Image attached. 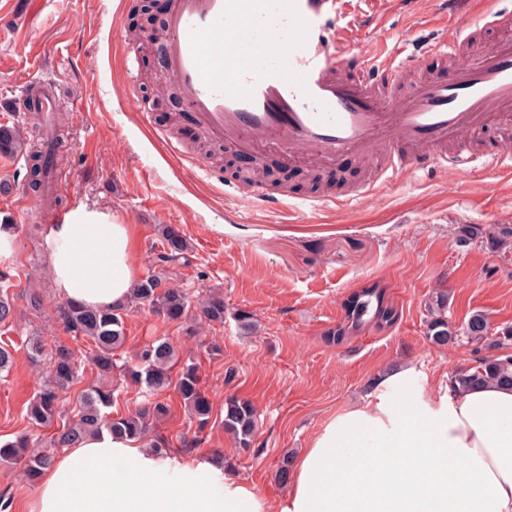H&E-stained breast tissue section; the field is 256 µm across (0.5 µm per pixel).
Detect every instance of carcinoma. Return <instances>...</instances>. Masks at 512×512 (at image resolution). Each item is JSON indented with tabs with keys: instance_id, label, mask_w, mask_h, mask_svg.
<instances>
[{
	"instance_id": "1",
	"label": "carcinoma",
	"mask_w": 512,
	"mask_h": 512,
	"mask_svg": "<svg viewBox=\"0 0 512 512\" xmlns=\"http://www.w3.org/2000/svg\"><path fill=\"white\" fill-rule=\"evenodd\" d=\"M27 143L19 128L0 125V155H22ZM478 236L486 239L492 248L512 246V224H496L488 228L463 224L459 227L462 241ZM162 251L158 261L162 264L176 262L185 257L190 244L181 230L172 224L161 227ZM10 280L0 272V325H9L16 316L15 304L9 295ZM148 306L169 322L180 323L187 318L200 322H224V297L218 294L191 299L181 289L167 284L162 273H152L139 280L131 290L127 304L119 309L92 310L73 303L55 306L57 316L72 338L85 339L91 344L93 365L99 374L112 375L115 368H122L124 380L140 386L149 394L174 387L180 404L195 419L199 429H204L211 417V405L206 397L199 376L198 365L193 359L181 360L177 349L166 339H157L137 353V364H117V353L124 341V317L133 307ZM344 316L325 333L330 344H341L347 339L372 328L385 330L398 319V310L389 301L387 287L376 282L353 292L343 304ZM448 294H432L426 305L425 336L437 346L444 347L463 337L479 345L483 354L475 364L460 367L452 372L449 383L459 390H467L487 383L512 387V359L500 357L492 350L498 346H512V326L501 329L493 342L487 338L490 322L485 314H472L463 331L455 330L448 322ZM27 353L33 362L48 360L47 378L26 408L28 421L35 425H49L54 421L62 394L78 379L74 354L69 346L56 342L47 346L39 335L31 336L26 343ZM112 388L89 386L79 397L77 418L55 432L49 442L38 445L27 436L0 444V465L19 466L30 479L38 478L41 471L55 459L60 448H73L89 433L103 429L122 438L139 442L149 440V448L156 455L170 456L169 443L153 433V422L166 417L170 406L162 400L147 401L135 411L122 416H112ZM256 415L253 405L244 399L229 398L224 406V431L231 435L239 447L248 449L256 437Z\"/></svg>"
}]
</instances>
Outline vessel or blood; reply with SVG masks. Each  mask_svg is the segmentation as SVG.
I'll list each match as a JSON object with an SVG mask.
<instances>
[{
  "mask_svg": "<svg viewBox=\"0 0 512 512\" xmlns=\"http://www.w3.org/2000/svg\"><path fill=\"white\" fill-rule=\"evenodd\" d=\"M349 0H172L155 42L184 107L200 127L233 151L277 150L287 163L324 164L343 155L376 159L366 194L399 184L431 166L466 169L472 136L512 116V13L499 0H469L483 28L453 31L428 48L454 58L445 75L409 79L398 51L383 39L349 56L354 27L334 19ZM501 31L495 41L482 29ZM54 93L25 99L32 117L50 119ZM169 153L207 179L221 171Z\"/></svg>",
  "mask_w": 512,
  "mask_h": 512,
  "instance_id": "b4317fda",
  "label": "vessel or blood"
}]
</instances>
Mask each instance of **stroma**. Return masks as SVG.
Here are the masks:
<instances>
[{
  "instance_id": "stroma-1",
  "label": "stroma",
  "mask_w": 512,
  "mask_h": 512,
  "mask_svg": "<svg viewBox=\"0 0 512 512\" xmlns=\"http://www.w3.org/2000/svg\"><path fill=\"white\" fill-rule=\"evenodd\" d=\"M0 0V125L17 124L29 144L40 145L42 127L16 111L23 87L49 82L59 89L57 110L62 134L55 142L56 171L63 182L58 209L78 204L103 211L115 222L134 225L141 274L154 271L162 250L159 228L175 224L187 237L185 258L167 264L172 285L192 297L216 293L224 298L220 324L173 323L147 308L125 318L124 359L157 338L169 340L181 355H192L212 405L201 443L195 425L174 390L163 396L172 413L155 426L169 442L173 464L223 456L239 479L277 512L288 489L276 480L284 456H293L337 414L372 399L377 374L398 366L413 368L405 388L390 389L405 403L409 394L429 389L477 357L474 344L437 348L424 331L425 302L435 291L448 294V320L461 327L478 311L492 331L512 325V248L493 249L481 240L461 242L464 224H512V169L477 165L461 172L426 169L410 173L384 192L357 196L349 205L336 197L364 185L369 165L356 157L336 165L285 167L287 206L257 208L233 201L234 218L224 216V195L202 183L188 166L171 157L161 138L169 125L170 102L155 105L162 73L154 45L137 46L140 82L150 102V121L141 123L129 108L125 71L124 21L128 0H42L33 16L4 11ZM446 11L444 0H381L368 7L354 0L348 18L359 28L357 51L373 37L402 42V60L444 74L440 57L426 54V42L441 32L432 21ZM30 155L0 156V181L13 192L0 195V218L16 226L7 266L16 296V317L0 326V343L15 349V362L0 379V441L30 434L50 437L55 425L75 418L77 397L100 377L90 363V343L74 340L53 310L30 314L26 297L54 294L45 225L30 186ZM379 282L387 287L399 317L383 332L368 330L340 345L328 344L325 331L343 316L342 305L355 290ZM251 316L245 330L238 313ZM71 348L80 368L54 426L35 427L25 413L44 378L22 343L31 333ZM223 352L209 356L211 338ZM248 400L257 414V436L239 448L224 432V403ZM38 491L20 470L0 465V512H26Z\"/></svg>"
}]
</instances>
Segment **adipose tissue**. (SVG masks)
Instances as JSON below:
<instances>
[{
	"label": "adipose tissue",
	"mask_w": 512,
	"mask_h": 512,
	"mask_svg": "<svg viewBox=\"0 0 512 512\" xmlns=\"http://www.w3.org/2000/svg\"><path fill=\"white\" fill-rule=\"evenodd\" d=\"M45 240L60 298L126 305L139 277L132 225L79 204ZM410 376L386 371L375 402L326 425L294 460L277 512H512V388L440 385L404 405L389 400ZM208 470L202 463L193 481L169 479L166 461L104 431L41 472L29 512H266L233 472L214 488Z\"/></svg>",
	"instance_id": "1"
}]
</instances>
